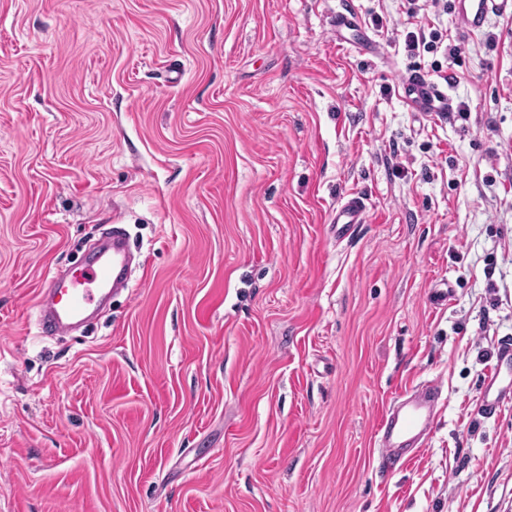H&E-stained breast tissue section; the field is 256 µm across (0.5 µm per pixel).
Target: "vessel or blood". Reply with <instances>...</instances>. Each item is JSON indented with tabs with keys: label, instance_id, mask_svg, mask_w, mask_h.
<instances>
[{
	"label": "vessel or blood",
	"instance_id": "b4317fda",
	"mask_svg": "<svg viewBox=\"0 0 512 512\" xmlns=\"http://www.w3.org/2000/svg\"><path fill=\"white\" fill-rule=\"evenodd\" d=\"M458 24L470 33L481 32L489 14L512 15V0H454ZM337 34H350L356 44L373 50L369 37L356 13H337L334 22ZM404 102L418 112H444L448 109V94L424 75L411 72L401 76ZM366 220L362 197L348 199L338 207L332 219L336 235H352L358 224ZM129 247L121 231H113L111 242L101 248L95 260L72 271L66 278H51L48 283L51 304L39 310L38 325L42 335H60L68 326L84 321L108 292L128 286L126 274ZM512 371V340L502 341L495 354L492 370L483 383L480 407L484 416L496 413L505 392L498 381L504 372ZM441 389L438 384L424 382L399 395L379 420V446L385 469L401 463L408 447L418 443L434 424Z\"/></svg>",
	"mask_w": 512,
	"mask_h": 512
}]
</instances>
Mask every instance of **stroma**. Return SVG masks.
Listing matches in <instances>:
<instances>
[{
	"instance_id": "obj_1",
	"label": "stroma",
	"mask_w": 512,
	"mask_h": 512,
	"mask_svg": "<svg viewBox=\"0 0 512 512\" xmlns=\"http://www.w3.org/2000/svg\"><path fill=\"white\" fill-rule=\"evenodd\" d=\"M406 6L0 0V512H512V402L478 414L512 338V16ZM412 70L451 116L406 106ZM114 224L129 288L39 335ZM424 381L433 432L384 473ZM347 13H337L334 22L336 28V35L338 39L343 40L344 32H349L354 37V43L360 48L372 52L376 47L375 42L369 37L367 31L363 27L359 17L356 13L346 11ZM366 210L364 200L360 196L348 199L336 209L332 224L336 225V236L346 238L352 235L358 224H364ZM440 396L438 384L420 383L402 392L381 415L379 447L383 468L390 470L401 463L405 450L431 431Z\"/></svg>"
}]
</instances>
